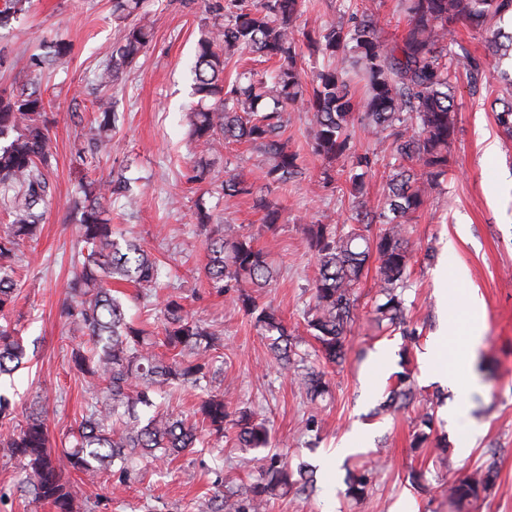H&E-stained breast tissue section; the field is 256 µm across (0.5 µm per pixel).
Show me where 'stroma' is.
I'll return each instance as SVG.
<instances>
[{"label":"stroma","instance_id":"obj_1","mask_svg":"<svg viewBox=\"0 0 512 512\" xmlns=\"http://www.w3.org/2000/svg\"><path fill=\"white\" fill-rule=\"evenodd\" d=\"M217 0H146L154 36L135 63L114 85L98 88L95 73L106 49L121 37L111 0H31L21 19L0 26V88L28 86L51 99L50 179L52 194L32 255L24 257L22 282L10 315L20 336L36 342V352L14 375L10 391L18 413L42 410L53 448L68 447L69 430L91 400L84 382L71 370L72 348L85 344L60 316L68 297L73 260L83 248L80 237L78 148L92 135L93 103L112 100L119 120L112 148L99 153V182L124 179L133 207L112 202V222L124 239L140 243L162 265L166 290L143 304L140 288L121 285L127 316L153 335L162 328L163 300L180 295L195 318L223 331L224 379L233 382L231 409L249 408L270 422L272 450L287 458L319 462L333 454L344 435L358 428L352 453L336 461V479L317 474L310 494L288 493L269 512H448L447 473L493 466L496 486L477 504V512H512V139L504 135L492 103L503 86L489 75L477 84L460 79L455 91L457 129L449 147L450 171L433 189L425 207L407 224L411 261L405 292L406 318L415 328L412 342L400 331L377 325L372 310L378 299L374 271L358 290V318L347 334L343 366L328 367L329 392L310 401L304 389L270 361L267 344L229 296L209 288L202 272L204 236L198 208L214 223L240 227L274 260L278 275L260 295L288 321L305 350L315 342L304 313L318 262L303 239L308 224L347 220L359 209L375 208L385 181L375 172L358 195L348 191L350 164L336 163V180L321 183V159L310 152V115L300 107L285 113V134L303 161L305 173L281 185L263 178L266 158L253 145L232 142L214 157L212 183L192 181L195 145L188 111L191 66L200 31ZM69 56L47 68L31 63L48 56L56 43ZM238 175L252 186L248 196L226 197L217 185ZM279 207L275 230L263 222L259 199ZM481 314V338L473 359L463 358L473 312ZM447 366H460L463 385L442 383L424 372L428 349L437 336ZM408 368L416 400L399 412H377L391 376ZM462 407L449 419L451 407ZM434 413L424 444H416V416ZM373 469L367 494L347 497L348 472ZM18 464L0 451V512H50L22 496ZM426 474L412 488L411 470ZM252 452L204 437L200 447L171 462H142L126 486L102 474L82 475L91 495L80 512H203L216 487L244 491L257 475Z\"/></svg>","mask_w":512,"mask_h":512}]
</instances>
